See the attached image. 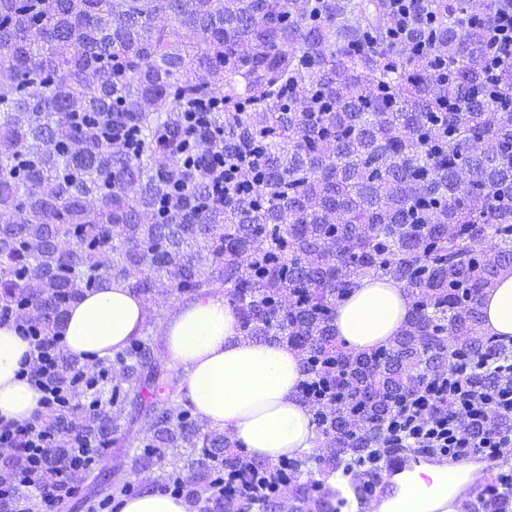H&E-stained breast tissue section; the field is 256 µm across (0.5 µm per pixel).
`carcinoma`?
<instances>
[{
  "label": "carcinoma",
  "mask_w": 512,
  "mask_h": 512,
  "mask_svg": "<svg viewBox=\"0 0 512 512\" xmlns=\"http://www.w3.org/2000/svg\"><path fill=\"white\" fill-rule=\"evenodd\" d=\"M477 9L433 0L399 22L391 0H0V301L38 309L53 336L82 283L222 288L244 338L297 351L311 379L333 367L314 420L328 456L291 465L375 448L413 380L509 350L480 305L512 272V57L490 61L485 19L460 38L454 16ZM365 277L411 308L387 347L356 354L333 322ZM156 342L112 352L96 410L42 415L54 455L77 435L125 446L126 414L153 432L135 470L202 449L172 459L189 499L216 457L249 479L238 442L179 403ZM311 494L300 483L292 502L336 512ZM478 508L512 512V493Z\"/></svg>",
  "instance_id": "1"
}]
</instances>
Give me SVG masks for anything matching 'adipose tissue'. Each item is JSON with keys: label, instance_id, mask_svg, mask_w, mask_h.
<instances>
[{"label": "adipose tissue", "instance_id": "obj_1", "mask_svg": "<svg viewBox=\"0 0 512 512\" xmlns=\"http://www.w3.org/2000/svg\"><path fill=\"white\" fill-rule=\"evenodd\" d=\"M484 328L512 341V274L500 277L481 300ZM410 296L391 281L361 279L336 309L339 340L362 353L386 346L408 315ZM144 303L120 281L84 292L60 328L66 353L111 361L112 353L141 335ZM169 361L183 372L180 401L215 427L229 430L253 456L267 460L317 445L307 407L298 397L304 379L296 351L240 334L235 310L220 296L178 308L162 330ZM29 350L13 324L0 325V419L25 421L41 408L39 390L17 377Z\"/></svg>", "mask_w": 512, "mask_h": 512}]
</instances>
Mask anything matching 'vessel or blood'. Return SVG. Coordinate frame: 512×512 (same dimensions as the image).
Returning a JSON list of instances; mask_svg holds the SVG:
<instances>
[{
  "mask_svg": "<svg viewBox=\"0 0 512 512\" xmlns=\"http://www.w3.org/2000/svg\"><path fill=\"white\" fill-rule=\"evenodd\" d=\"M432 460V455L420 451L390 454L385 460L382 476L367 501L368 506H371L373 512H379L386 505L391 506L392 512H403L404 504L410 503L414 495L420 492V464ZM470 460L474 468L466 475L451 471L442 474L441 481L446 488V495L435 512H459L466 490L478 485L493 466L492 461L477 453L471 455Z\"/></svg>",
  "mask_w": 512,
  "mask_h": 512,
  "instance_id": "obj_1",
  "label": "vessel or blood"
}]
</instances>
